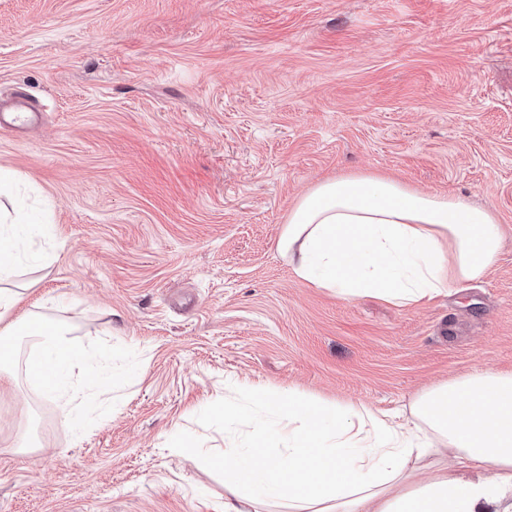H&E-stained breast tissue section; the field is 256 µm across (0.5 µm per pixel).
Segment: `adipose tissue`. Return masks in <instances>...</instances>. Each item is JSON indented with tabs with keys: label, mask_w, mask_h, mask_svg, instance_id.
I'll list each match as a JSON object with an SVG mask.
<instances>
[{
	"label": "adipose tissue",
	"mask_w": 512,
	"mask_h": 512,
	"mask_svg": "<svg viewBox=\"0 0 512 512\" xmlns=\"http://www.w3.org/2000/svg\"><path fill=\"white\" fill-rule=\"evenodd\" d=\"M51 227L0 213V381L13 379L18 339L37 356L28 375L46 397L77 381L109 385L62 323L27 313L8 282L27 235ZM503 245L491 211L465 199L423 193L368 173L317 183L282 227L279 249L301 279L348 298L370 294L399 304L434 300L482 280ZM273 419L251 422V445L220 459L242 500H278L288 512H512V373L475 371L416 396L413 424L363 405L328 404L291 391L252 389ZM278 447H269V440ZM477 477H465L468 469Z\"/></svg>",
	"instance_id": "obj_1"
}]
</instances>
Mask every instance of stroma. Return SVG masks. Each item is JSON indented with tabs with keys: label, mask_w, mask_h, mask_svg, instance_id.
<instances>
[{
	"label": "stroma",
	"mask_w": 512,
	"mask_h": 512,
	"mask_svg": "<svg viewBox=\"0 0 512 512\" xmlns=\"http://www.w3.org/2000/svg\"><path fill=\"white\" fill-rule=\"evenodd\" d=\"M0 167L47 214L18 313L112 367L81 434L0 387V512H224L248 447L225 403L262 385L412 419L422 391L512 372V0H0ZM371 172L489 209L484 279L427 303L341 298L278 249L316 183ZM32 431L37 451L8 442Z\"/></svg>",
	"instance_id": "obj_1"
}]
</instances>
